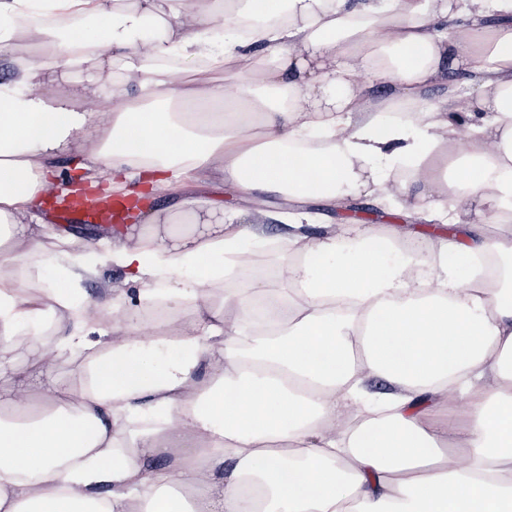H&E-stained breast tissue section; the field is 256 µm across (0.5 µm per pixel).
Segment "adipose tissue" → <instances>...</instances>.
Returning <instances> with one entry per match:
<instances>
[{
  "label": "adipose tissue",
  "mask_w": 512,
  "mask_h": 512,
  "mask_svg": "<svg viewBox=\"0 0 512 512\" xmlns=\"http://www.w3.org/2000/svg\"><path fill=\"white\" fill-rule=\"evenodd\" d=\"M0 69V360L39 374L98 336L79 383L0 402V512H512V279L474 270L490 252L512 265V236L461 221H512V0H0ZM452 69L484 88L464 139L467 103L425 94ZM367 76L423 126L355 122ZM72 149L88 187L170 191L200 227L174 241L177 216L156 214L113 244L140 291L112 324L35 267ZM402 159L395 193L462 233L435 287L413 257L386 261L389 231L349 252L328 235L285 287L222 296L263 228L209 223L187 173L332 198L384 189ZM152 303L176 320L142 341ZM374 375L394 387L375 404ZM458 392L462 468L433 418ZM349 408L368 419L337 431Z\"/></svg>",
  "instance_id": "adipose-tissue-1"
}]
</instances>
